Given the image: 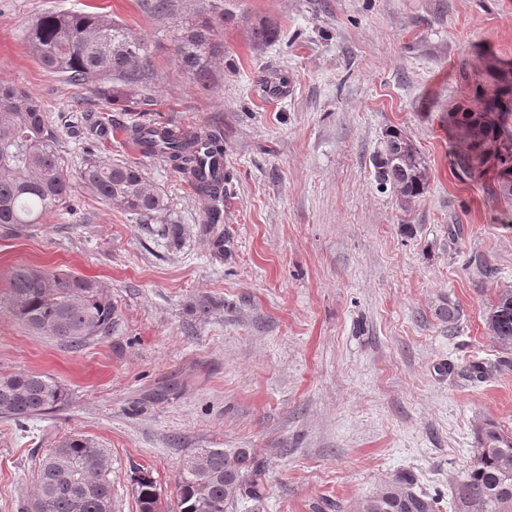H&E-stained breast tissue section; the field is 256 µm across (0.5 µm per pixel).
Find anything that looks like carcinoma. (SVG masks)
Masks as SVG:
<instances>
[{
  "label": "carcinoma",
  "instance_id": "cac0c4a2",
  "mask_svg": "<svg viewBox=\"0 0 512 512\" xmlns=\"http://www.w3.org/2000/svg\"><path fill=\"white\" fill-rule=\"evenodd\" d=\"M176 53L201 86L220 55L212 18L199 12L182 20ZM30 53L47 70L73 84L101 88L116 83L131 91L152 76L147 44L128 29L96 13H47L27 30ZM494 89L481 94L479 112H453L449 119L463 140L457 167L465 175L488 159L499 168V191L512 195V74L496 72ZM127 138L144 155L159 156L182 174L196 195L211 201L210 226L222 220L230 175L224 172V138L214 130L183 131L140 121L126 127ZM379 188L393 189L409 203L429 182L424 157L411 139L391 130L373 158ZM80 179L103 202L134 215L158 217L168 211L164 196L139 166L89 162ZM73 187L64 173L56 134L36 100L25 91L0 85V226L13 232L41 223L68 207ZM11 312L33 331L72 348L112 334L119 320L110 289L75 274L19 266L9 282ZM487 323L493 337L512 344V291L492 305ZM69 393L53 379L33 372L0 376V418L19 426L59 410ZM111 460L94 440L71 435L52 444L36 464L34 512H112ZM139 512H158L159 495L150 473L132 477ZM176 512H225L236 500L259 503L266 486L248 448H199L178 475ZM454 512H512V434L487 421L477 430L474 462L454 486ZM357 512H440L439 500L419 491L403 475L366 497Z\"/></svg>",
  "mask_w": 512,
  "mask_h": 512
}]
</instances>
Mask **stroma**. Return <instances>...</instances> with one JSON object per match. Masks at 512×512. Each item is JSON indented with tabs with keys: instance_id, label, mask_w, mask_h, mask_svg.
I'll return each instance as SVG.
<instances>
[{
	"instance_id": "obj_1",
	"label": "stroma",
	"mask_w": 512,
	"mask_h": 512,
	"mask_svg": "<svg viewBox=\"0 0 512 512\" xmlns=\"http://www.w3.org/2000/svg\"><path fill=\"white\" fill-rule=\"evenodd\" d=\"M0 0V84L45 112L74 192L67 209L13 233L0 227V376L46 375L63 410L18 426L0 419V512H27L33 469L79 433L112 460L114 512H138L131 476L150 471L161 512L200 448H248L267 488L228 512H356L402 471L453 510L476 432H512V345L487 315L512 290V196L493 168L460 177L449 113L491 91V61L512 65V0ZM216 5L224 47L209 88L180 66L182 17ZM97 12L151 55L148 116L219 128L231 196L232 255L212 256L199 198L124 130V103L74 86L31 55L24 31L49 12ZM275 38H252L259 23ZM283 77L273 97L262 83ZM413 140L425 193L402 206L380 189L373 155L388 130ZM138 165L188 233L102 202L83 187L90 161ZM414 233H407L406 225ZM25 265L92 277L118 306L114 333L79 349L24 327L8 283ZM211 300L209 315L193 305ZM458 317L442 322L443 307Z\"/></svg>"
}]
</instances>
